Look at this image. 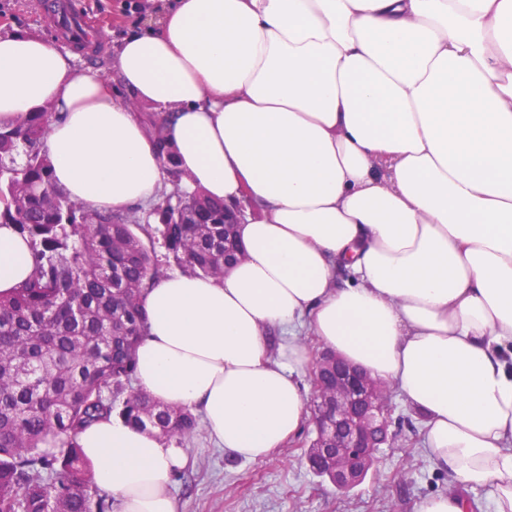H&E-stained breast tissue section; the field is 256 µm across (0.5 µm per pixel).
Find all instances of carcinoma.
Segmentation results:
<instances>
[{
  "label": "carcinoma",
  "instance_id": "carcinoma-1",
  "mask_svg": "<svg viewBox=\"0 0 512 512\" xmlns=\"http://www.w3.org/2000/svg\"><path fill=\"white\" fill-rule=\"evenodd\" d=\"M51 116L33 112L0 127V224L30 241L34 265L30 279L0 296V512H111L75 442L81 430L115 413L180 445L198 429L193 413L132 386L147 323L141 295L162 274L142 239L150 217L175 264L213 278L224 276V229L234 225L224 224V203L182 190L154 115L144 117L146 132L174 192L144 212L84 209L52 182ZM175 193L209 223L166 220Z\"/></svg>",
  "mask_w": 512,
  "mask_h": 512
}]
</instances>
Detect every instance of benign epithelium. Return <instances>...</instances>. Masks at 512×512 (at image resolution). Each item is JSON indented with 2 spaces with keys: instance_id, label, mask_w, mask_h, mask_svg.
<instances>
[{
  "instance_id": "7a95c632",
  "label": "benign epithelium",
  "mask_w": 512,
  "mask_h": 512,
  "mask_svg": "<svg viewBox=\"0 0 512 512\" xmlns=\"http://www.w3.org/2000/svg\"><path fill=\"white\" fill-rule=\"evenodd\" d=\"M315 382L329 390L313 410L317 436L312 461L339 488L360 483L389 431L388 398L382 383L331 352L315 363Z\"/></svg>"
}]
</instances>
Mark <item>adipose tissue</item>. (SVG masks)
I'll list each match as a JSON object with an SVG mask.
<instances>
[{
    "label": "adipose tissue",
    "instance_id": "ef3b65f1",
    "mask_svg": "<svg viewBox=\"0 0 512 512\" xmlns=\"http://www.w3.org/2000/svg\"><path fill=\"white\" fill-rule=\"evenodd\" d=\"M26 30L0 31V125L53 105L68 198L145 208L165 168L253 211L222 280L147 288L138 388L202 413L256 462L307 416V326L424 417V451L512 512V0H166L112 49L115 79ZM32 270L0 224V295ZM119 512H179L184 449L124 420L76 436Z\"/></svg>",
    "mask_w": 512,
    "mask_h": 512
}]
</instances>
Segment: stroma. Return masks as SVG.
I'll list each match as a JSON object with an SVG mask.
<instances>
[{
	"label": "stroma",
	"instance_id": "stroma-1",
	"mask_svg": "<svg viewBox=\"0 0 512 512\" xmlns=\"http://www.w3.org/2000/svg\"><path fill=\"white\" fill-rule=\"evenodd\" d=\"M127 2L0 0V28L28 29L70 49L72 35L62 24L77 16L98 42L96 53L80 55V66L108 75L113 42L158 6L157 0H138L140 10L133 13ZM391 417L398 433L394 444L380 449L364 481L346 492L309 468L312 422H305L298 437L258 462L235 458L209 443L205 432H197L186 445L191 463L172 483L180 512H416L424 498L443 491L468 496L472 512H493V486L451 482L432 465L422 448V416L396 394L391 397Z\"/></svg>",
	"mask_w": 512,
	"mask_h": 512
}]
</instances>
